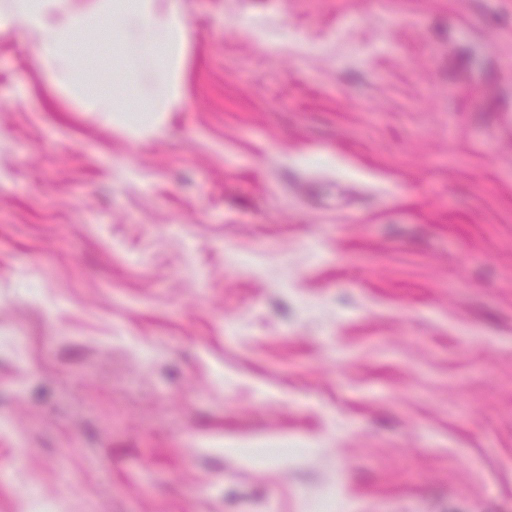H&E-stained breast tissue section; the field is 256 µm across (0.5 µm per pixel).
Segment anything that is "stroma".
Here are the masks:
<instances>
[{
  "mask_svg": "<svg viewBox=\"0 0 512 512\" xmlns=\"http://www.w3.org/2000/svg\"><path fill=\"white\" fill-rule=\"evenodd\" d=\"M129 134L0 35V512H512V0H181Z\"/></svg>",
  "mask_w": 512,
  "mask_h": 512,
  "instance_id": "1",
  "label": "stroma"
}]
</instances>
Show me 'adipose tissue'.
<instances>
[{"instance_id": "1", "label": "adipose tissue", "mask_w": 512, "mask_h": 512, "mask_svg": "<svg viewBox=\"0 0 512 512\" xmlns=\"http://www.w3.org/2000/svg\"><path fill=\"white\" fill-rule=\"evenodd\" d=\"M101 27L114 46L127 51L135 89L91 82L99 111L118 117L132 134L155 129L163 113L180 106L175 67L183 58L188 22L175 0H98L78 16L69 0H9L0 10V31H25L48 66L53 83L80 86L83 68L75 56L78 30Z\"/></svg>"}]
</instances>
